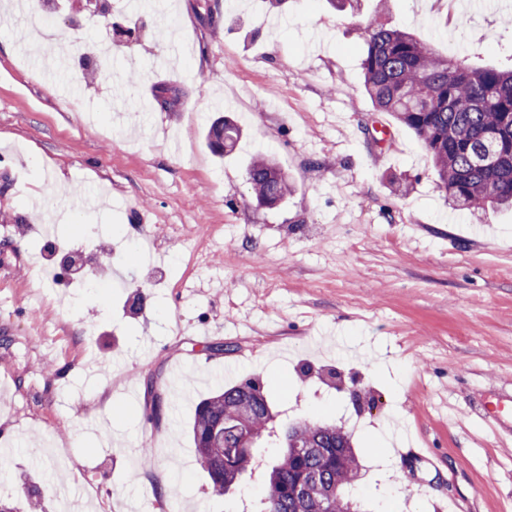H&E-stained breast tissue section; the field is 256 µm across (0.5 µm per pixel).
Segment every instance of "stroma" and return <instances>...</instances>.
Segmentation results:
<instances>
[{"instance_id": "obj_1", "label": "stroma", "mask_w": 512, "mask_h": 512, "mask_svg": "<svg viewBox=\"0 0 512 512\" xmlns=\"http://www.w3.org/2000/svg\"><path fill=\"white\" fill-rule=\"evenodd\" d=\"M121 0L58 14L61 53L0 13V499L56 512H258L278 455L215 494L189 424L217 384L256 380L276 428L341 426L364 512H512V425L475 408L512 393V208L454 210L430 153L363 85L385 16L445 54L512 66V0L463 35L448 0ZM138 27L88 84L80 60ZM176 90L164 110L156 95ZM243 135L209 149L218 116ZM292 191L252 202L246 168ZM111 252L101 291L58 283L42 246ZM98 375H86V363ZM172 396L159 422L152 396ZM430 448L432 463L402 457ZM246 180L252 200L255 202H281L290 190L288 176L275 162L265 156L252 159L247 168Z\"/></svg>"}]
</instances>
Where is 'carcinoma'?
Segmentation results:
<instances>
[{
  "instance_id": "1",
  "label": "carcinoma",
  "mask_w": 512,
  "mask_h": 512,
  "mask_svg": "<svg viewBox=\"0 0 512 512\" xmlns=\"http://www.w3.org/2000/svg\"><path fill=\"white\" fill-rule=\"evenodd\" d=\"M364 88L375 106L411 129L433 159L438 188L453 206L487 213L512 206V67H475L443 56L379 18L368 27ZM241 135L227 116L208 131L209 148L232 151ZM253 201L281 202L288 176L265 156L252 159ZM267 394L245 381L218 389L194 411L190 434L211 489L223 493L249 469L253 449L274 436ZM261 512H361L348 494L361 464L350 436L312 421L285 427Z\"/></svg>"
}]
</instances>
